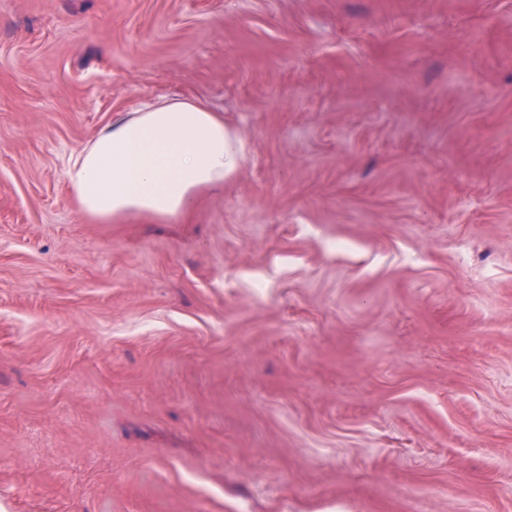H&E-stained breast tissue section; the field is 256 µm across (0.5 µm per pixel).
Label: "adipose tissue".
Segmentation results:
<instances>
[{
    "label": "adipose tissue",
    "instance_id": "adipose-tissue-1",
    "mask_svg": "<svg viewBox=\"0 0 512 512\" xmlns=\"http://www.w3.org/2000/svg\"><path fill=\"white\" fill-rule=\"evenodd\" d=\"M243 157L223 115L193 99L164 100L101 127L71 155L65 177L76 209L88 218L167 221L222 186Z\"/></svg>",
    "mask_w": 512,
    "mask_h": 512
}]
</instances>
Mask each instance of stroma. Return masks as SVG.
<instances>
[{"label": "stroma", "instance_id": "35a3bbf8", "mask_svg": "<svg viewBox=\"0 0 512 512\" xmlns=\"http://www.w3.org/2000/svg\"><path fill=\"white\" fill-rule=\"evenodd\" d=\"M176 98L241 168L80 214ZM0 512H512V0H0ZM224 116L193 99L164 100L101 127L71 155L65 177L76 209L109 224L129 216L171 220L243 161Z\"/></svg>", "mask_w": 512, "mask_h": 512}]
</instances>
